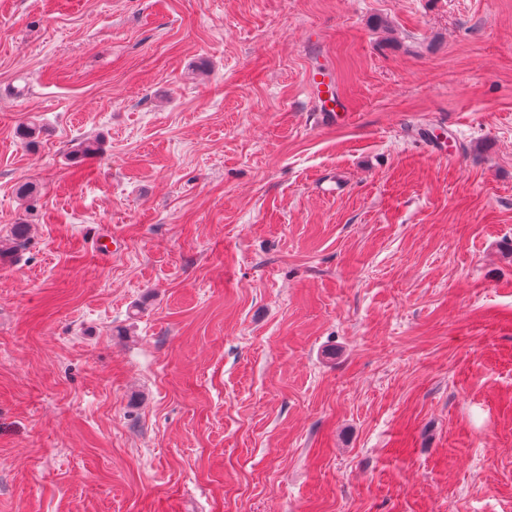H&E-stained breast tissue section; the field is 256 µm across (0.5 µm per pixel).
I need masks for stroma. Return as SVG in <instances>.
<instances>
[{
    "mask_svg": "<svg viewBox=\"0 0 512 512\" xmlns=\"http://www.w3.org/2000/svg\"><path fill=\"white\" fill-rule=\"evenodd\" d=\"M20 222L0 512H512V0H0Z\"/></svg>",
    "mask_w": 512,
    "mask_h": 512,
    "instance_id": "1",
    "label": "stroma"
}]
</instances>
